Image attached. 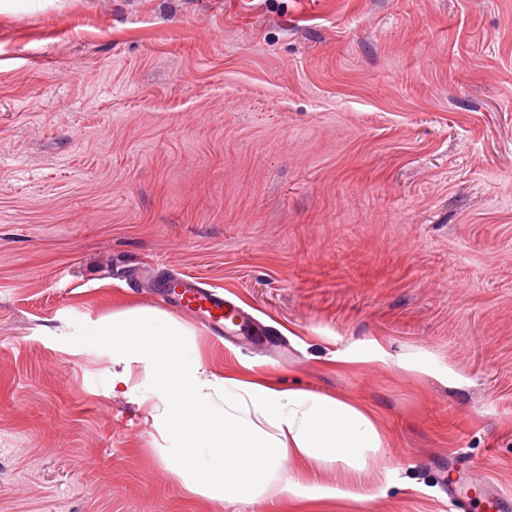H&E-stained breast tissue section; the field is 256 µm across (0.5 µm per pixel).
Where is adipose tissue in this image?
<instances>
[{"mask_svg": "<svg viewBox=\"0 0 512 512\" xmlns=\"http://www.w3.org/2000/svg\"><path fill=\"white\" fill-rule=\"evenodd\" d=\"M82 334L111 366L113 389L140 393L160 460L210 512L238 501L320 512L330 500L373 498L395 472L369 403L286 387L247 363L209 371L195 329L164 311L116 308L88 319ZM372 468L373 487L365 481Z\"/></svg>", "mask_w": 512, "mask_h": 512, "instance_id": "adipose-tissue-1", "label": "adipose tissue"}]
</instances>
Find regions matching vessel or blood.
<instances>
[{"instance_id": "obj_1", "label": "vessel or blood", "mask_w": 512, "mask_h": 512, "mask_svg": "<svg viewBox=\"0 0 512 512\" xmlns=\"http://www.w3.org/2000/svg\"><path fill=\"white\" fill-rule=\"evenodd\" d=\"M159 300L201 320L216 335L223 334L226 325L243 318L241 309L218 290L181 276L171 277ZM447 489L455 512H512V493L491 483L465 456H457L449 463Z\"/></svg>"}]
</instances>
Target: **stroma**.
I'll use <instances>...</instances> for the list:
<instances>
[{
  "instance_id": "1",
  "label": "stroma",
  "mask_w": 512,
  "mask_h": 512,
  "mask_svg": "<svg viewBox=\"0 0 512 512\" xmlns=\"http://www.w3.org/2000/svg\"><path fill=\"white\" fill-rule=\"evenodd\" d=\"M148 264L379 412L352 512H448L458 454L512 490V0H0V512H205L82 345Z\"/></svg>"
}]
</instances>
